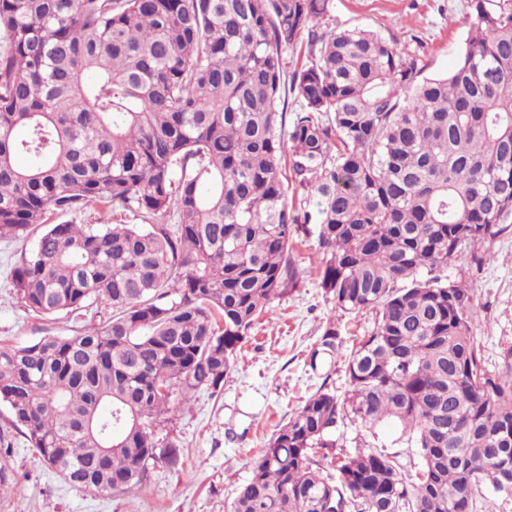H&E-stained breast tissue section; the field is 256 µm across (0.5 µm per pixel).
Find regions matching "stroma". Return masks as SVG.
<instances>
[{"label":"stroma","instance_id":"obj_1","mask_svg":"<svg viewBox=\"0 0 512 512\" xmlns=\"http://www.w3.org/2000/svg\"><path fill=\"white\" fill-rule=\"evenodd\" d=\"M469 14V0H330L317 31L327 35L342 27L372 30L415 60L424 75L435 76L450 72L462 54ZM22 248V241L0 239V347L77 335L83 317L39 316L18 300L11 275ZM486 249L490 261L477 267L463 257L448 273L475 292L478 319L473 336L486 368L496 371L512 348V231ZM289 254L298 273L295 289L266 307L222 391L215 396L199 393L159 430V437L179 446L177 463L151 464L146 482L127 494L77 488L39 459L1 405L0 434L11 445L0 447V468L8 474L0 488V512H229L238 487L250 477L255 458L278 425L320 387L344 395L348 382L343 355L375 325L372 313L340 316L331 295L321 288L318 273L326 255L316 234L300 235ZM333 323L342 339L337 357L318 351ZM314 351L319 354L315 360L310 357ZM398 436L390 424L371 433L359 423L345 422L321 466L324 472H334L339 457L370 447L416 470V449L399 442Z\"/></svg>","mask_w":512,"mask_h":512}]
</instances>
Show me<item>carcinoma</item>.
Masks as SVG:
<instances>
[{
  "label": "carcinoma",
  "instance_id": "1",
  "mask_svg": "<svg viewBox=\"0 0 512 512\" xmlns=\"http://www.w3.org/2000/svg\"><path fill=\"white\" fill-rule=\"evenodd\" d=\"M470 9L456 65L428 77L372 31L318 33L329 0H0V237H34L15 292L41 315L103 313L0 348V404L42 462L100 493L176 462L155 428L222 390L313 224L321 287L377 320L345 395L318 389L272 434L232 512H479L487 488L512 503V348L486 369L474 291L448 276L512 229V0ZM133 206L174 207L175 230L46 219ZM346 420L396 425L421 468L368 448L323 475Z\"/></svg>",
  "mask_w": 512,
  "mask_h": 512
}]
</instances>
